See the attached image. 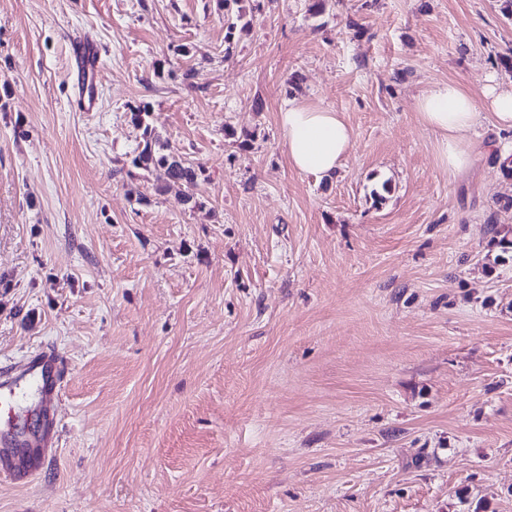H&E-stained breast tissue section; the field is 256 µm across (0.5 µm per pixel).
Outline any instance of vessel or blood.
Listing matches in <instances>:
<instances>
[{"label": "vessel or blood", "instance_id": "b4317fda", "mask_svg": "<svg viewBox=\"0 0 512 512\" xmlns=\"http://www.w3.org/2000/svg\"><path fill=\"white\" fill-rule=\"evenodd\" d=\"M72 57L78 88L77 108L82 112L94 111L98 105L96 77L101 67L100 49L90 39L81 38L72 46ZM62 369L55 350H42L26 364L22 377L9 376L5 371L0 373V402L12 403L21 398L22 383L27 380L37 387L43 403H53L60 397ZM19 446L18 439L0 436V476L11 475Z\"/></svg>", "mask_w": 512, "mask_h": 512}]
</instances>
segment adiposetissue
I'll return each instance as SVG.
<instances>
[{"mask_svg": "<svg viewBox=\"0 0 512 512\" xmlns=\"http://www.w3.org/2000/svg\"><path fill=\"white\" fill-rule=\"evenodd\" d=\"M488 102L496 132H512V93L487 84L475 98L459 82L440 83L417 97L422 122L436 135L439 163L450 177L467 173L475 161L472 136L485 116ZM290 166L304 174L332 177L353 147L354 131L342 113L295 98L285 101L278 114Z\"/></svg>", "mask_w": 512, "mask_h": 512, "instance_id": "adipose-tissue-1", "label": "adipose tissue"}]
</instances>
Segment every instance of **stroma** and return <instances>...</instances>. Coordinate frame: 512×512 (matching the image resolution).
<instances>
[{
	"instance_id": "35a3bbf8",
	"label": "stroma",
	"mask_w": 512,
	"mask_h": 512,
	"mask_svg": "<svg viewBox=\"0 0 512 512\" xmlns=\"http://www.w3.org/2000/svg\"><path fill=\"white\" fill-rule=\"evenodd\" d=\"M491 79L512 0H0V368L66 367L0 512H512V133L452 179L414 108ZM294 97L355 131L332 178L288 162ZM140 108L193 203L133 166ZM72 57L77 79L78 111L93 112L98 105L96 77L101 67L100 49L90 39L80 38L72 46Z\"/></svg>"
}]
</instances>
